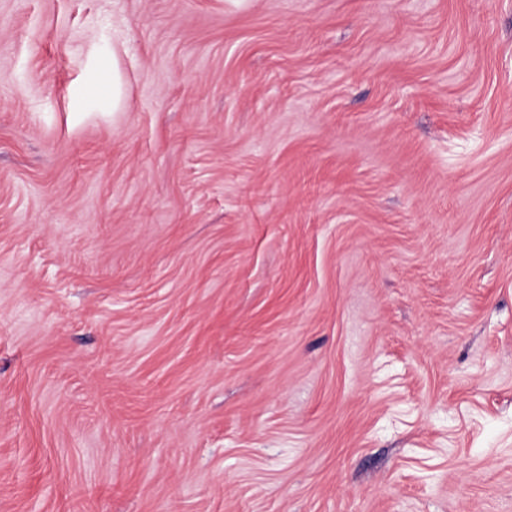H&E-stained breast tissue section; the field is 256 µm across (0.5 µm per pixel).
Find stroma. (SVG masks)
Segmentation results:
<instances>
[{"mask_svg": "<svg viewBox=\"0 0 512 512\" xmlns=\"http://www.w3.org/2000/svg\"><path fill=\"white\" fill-rule=\"evenodd\" d=\"M0 512H512V0H0Z\"/></svg>", "mask_w": 512, "mask_h": 512, "instance_id": "1", "label": "stroma"}]
</instances>
